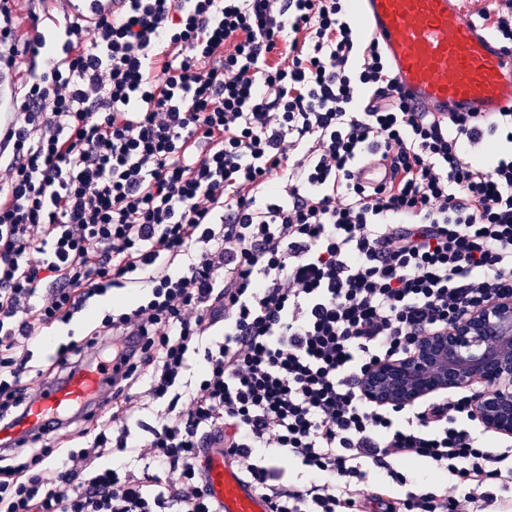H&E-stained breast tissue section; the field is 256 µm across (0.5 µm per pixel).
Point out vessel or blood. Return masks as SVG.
Listing matches in <instances>:
<instances>
[{
  "label": "vessel or blood",
  "instance_id": "b4317fda",
  "mask_svg": "<svg viewBox=\"0 0 512 512\" xmlns=\"http://www.w3.org/2000/svg\"><path fill=\"white\" fill-rule=\"evenodd\" d=\"M353 8L383 43L400 93L420 109L473 112L482 120L512 111V47L474 21L461 0H354ZM115 388L108 364L45 383L19 422L0 429V447H16L67 409L103 411ZM204 466L219 512H269L268 502L243 481L223 449H205Z\"/></svg>",
  "mask_w": 512,
  "mask_h": 512
}]
</instances>
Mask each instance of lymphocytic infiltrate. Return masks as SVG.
<instances>
[{"label":"lymphocytic infiltrate","mask_w":512,"mask_h":512,"mask_svg":"<svg viewBox=\"0 0 512 512\" xmlns=\"http://www.w3.org/2000/svg\"><path fill=\"white\" fill-rule=\"evenodd\" d=\"M15 2L0 71L41 69L0 126V428L45 381L122 377L109 416L48 423L80 447L23 441L0 512H217L214 441L270 512H512V448L487 450L476 391L394 409L360 389L512 296V111H415L350 0H122L59 47L23 37ZM371 159L385 184L356 179ZM116 287L146 296L29 371L36 332ZM143 397V473L102 465ZM405 459L455 481L397 494Z\"/></svg>","instance_id":"1"}]
</instances>
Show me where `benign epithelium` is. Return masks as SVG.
Returning a JSON list of instances; mask_svg holds the SVG:
<instances>
[{
    "label": "benign epithelium",
    "instance_id": "obj_1",
    "mask_svg": "<svg viewBox=\"0 0 512 512\" xmlns=\"http://www.w3.org/2000/svg\"><path fill=\"white\" fill-rule=\"evenodd\" d=\"M476 385L477 419L512 436V298H492L448 329L419 337L408 356L374 365L361 379L369 401L394 408Z\"/></svg>",
    "mask_w": 512,
    "mask_h": 512
}]
</instances>
